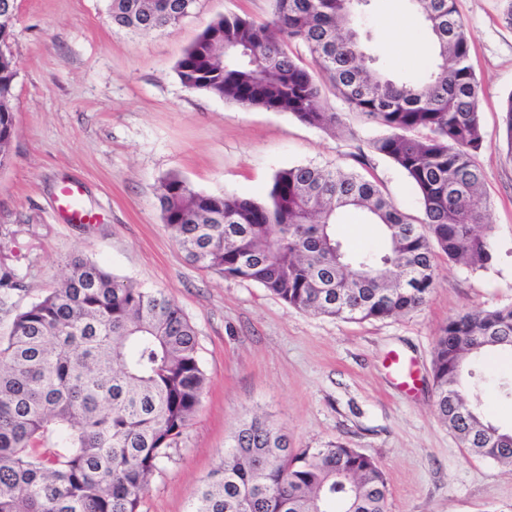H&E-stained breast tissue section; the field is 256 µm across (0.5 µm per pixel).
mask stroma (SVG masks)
<instances>
[{"instance_id":"obj_1","label":"stroma","mask_w":512,"mask_h":512,"mask_svg":"<svg viewBox=\"0 0 512 512\" xmlns=\"http://www.w3.org/2000/svg\"><path fill=\"white\" fill-rule=\"evenodd\" d=\"M109 0H17L9 50L17 75L11 101L15 138L0 167V275L16 286L0 304V336L15 315L57 287L73 257L113 276L162 291L197 333L207 377L190 425L162 458L141 512H187L217 468L240 421L266 415L293 447L343 442L378 463L389 512H512V466L470 455L435 411L433 348L448 318L512 305V158L504 150L502 103L512 94V28L503 0H457L470 37V64L483 87L485 222L493 246L487 268L437 257L435 288L418 310L350 322L289 307L256 283L191 263L156 202L162 178L197 190L264 196L277 171L317 165L359 172L413 219V186L369 143L377 125L348 110L317 75L322 110L340 125L322 130L286 112L227 102L186 88L184 50L220 14L269 20L272 0H198L176 26L136 36L113 25ZM385 68L421 72L430 43L408 0H374L364 19ZM83 187L93 219L72 224L56 207L63 183ZM402 354L416 387L388 366ZM468 395L512 429V359L469 363Z\"/></svg>"}]
</instances>
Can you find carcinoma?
Wrapping results in <instances>:
<instances>
[{"mask_svg":"<svg viewBox=\"0 0 512 512\" xmlns=\"http://www.w3.org/2000/svg\"><path fill=\"white\" fill-rule=\"evenodd\" d=\"M272 18H213L177 63L182 84L227 102L288 112L330 129L310 67L328 75L349 109L385 130L371 142L413 185L417 224L378 185L354 172L301 165L279 170L263 200L208 194L177 175L157 201L188 260L253 281L288 306L346 320H384L423 306L435 256L479 270L492 261L483 224L482 86L468 64L469 33L456 0H409L434 48L418 75L383 73L361 26L371 0H272ZM197 0H109L112 23L162 31ZM0 167L15 138L16 68L1 51ZM512 156V94L503 104ZM353 210L380 226L384 247L358 252L336 237ZM512 356V306L473 309L440 329L432 372L435 410L475 456L512 464V430L462 394L468 359ZM193 325L160 291L124 282L77 257L61 284L19 311L0 340V512H140L166 450L192 421L206 388ZM375 460L344 443L296 449L268 419L232 436L189 512H387Z\"/></svg>","mask_w":512,"mask_h":512,"instance_id":"cac0c4a2","label":"carcinoma"}]
</instances>
